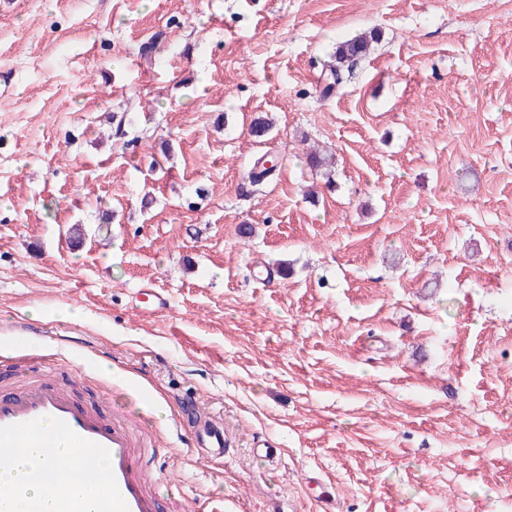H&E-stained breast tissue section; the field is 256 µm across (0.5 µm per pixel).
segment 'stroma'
<instances>
[{"mask_svg": "<svg viewBox=\"0 0 512 512\" xmlns=\"http://www.w3.org/2000/svg\"><path fill=\"white\" fill-rule=\"evenodd\" d=\"M1 74V385L146 416L163 512H512V0H0ZM380 39L381 32L372 28L368 32L337 42L327 65L326 80L329 82L323 88V93L327 95L333 86L340 84L342 74L368 57L374 44L378 43ZM192 429V446L198 456L207 459L224 456L229 446L224 436V422L196 411L192 416Z\"/></svg>", "mask_w": 512, "mask_h": 512, "instance_id": "35a3bbf8", "label": "stroma"}]
</instances>
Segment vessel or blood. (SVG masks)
<instances>
[{"label": "vessel or blood", "instance_id": "1", "mask_svg": "<svg viewBox=\"0 0 512 512\" xmlns=\"http://www.w3.org/2000/svg\"><path fill=\"white\" fill-rule=\"evenodd\" d=\"M192 429L198 456L212 459L224 454L228 442L222 421L196 413ZM61 436L73 444L66 463L49 458L29 474L26 483L0 486V512H11L17 504L23 512H43L47 499L54 502L55 512H160L152 485L167 475L145 464L132 423L107 421L60 386L47 362L35 380L0 395V458L14 459L25 448L53 447ZM65 466L96 471L100 491L76 499L60 481ZM32 484L40 487V495H29Z\"/></svg>", "mask_w": 512, "mask_h": 512}]
</instances>
